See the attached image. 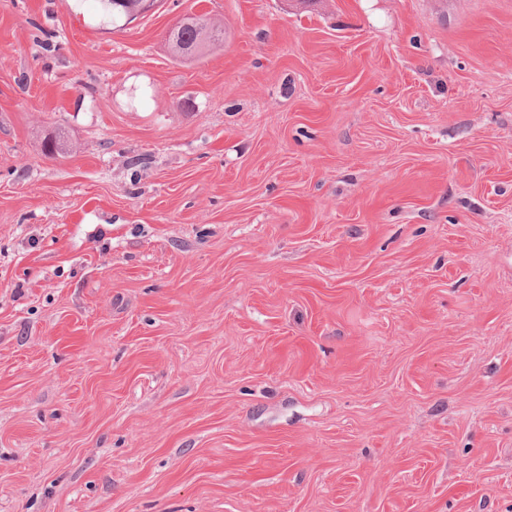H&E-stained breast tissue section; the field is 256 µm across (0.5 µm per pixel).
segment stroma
<instances>
[{
	"mask_svg": "<svg viewBox=\"0 0 512 512\" xmlns=\"http://www.w3.org/2000/svg\"><path fill=\"white\" fill-rule=\"evenodd\" d=\"M0 512H512V0H0ZM152 1V3H147ZM99 2L100 24L112 28L121 27L123 20L131 14L146 12L154 7L156 0H97Z\"/></svg>",
	"mask_w": 512,
	"mask_h": 512,
	"instance_id": "1",
	"label": "stroma"
}]
</instances>
